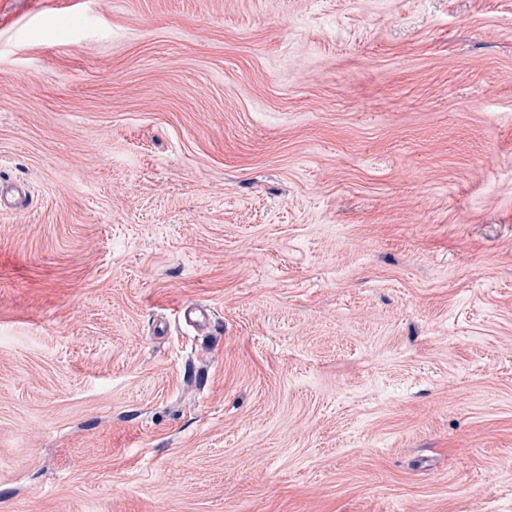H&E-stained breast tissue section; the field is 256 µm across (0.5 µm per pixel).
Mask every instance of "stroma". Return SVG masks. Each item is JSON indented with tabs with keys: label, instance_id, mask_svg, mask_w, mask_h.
I'll return each instance as SVG.
<instances>
[{
	"label": "stroma",
	"instance_id": "obj_1",
	"mask_svg": "<svg viewBox=\"0 0 512 512\" xmlns=\"http://www.w3.org/2000/svg\"><path fill=\"white\" fill-rule=\"evenodd\" d=\"M1 179L0 512H512V0H0Z\"/></svg>",
	"mask_w": 512,
	"mask_h": 512
}]
</instances>
